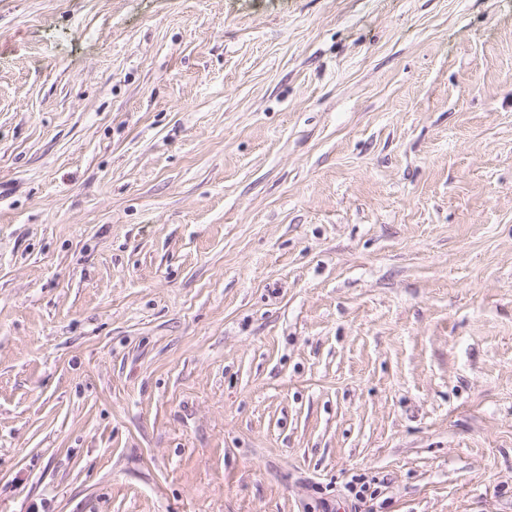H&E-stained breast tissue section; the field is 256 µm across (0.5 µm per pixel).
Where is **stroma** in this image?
<instances>
[{
	"label": "stroma",
	"instance_id": "35a3bbf8",
	"mask_svg": "<svg viewBox=\"0 0 512 512\" xmlns=\"http://www.w3.org/2000/svg\"><path fill=\"white\" fill-rule=\"evenodd\" d=\"M327 507L512 512V0H0V512Z\"/></svg>",
	"mask_w": 512,
	"mask_h": 512
}]
</instances>
